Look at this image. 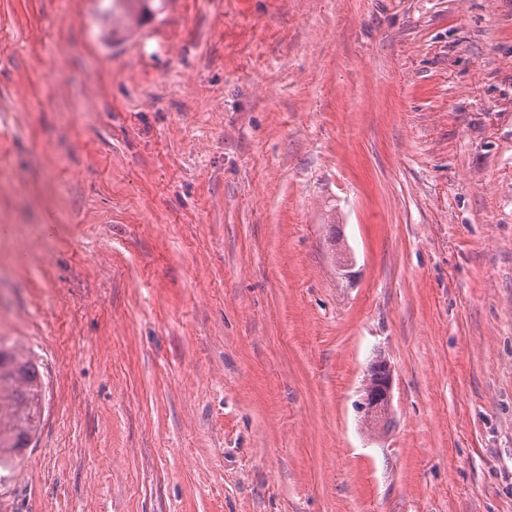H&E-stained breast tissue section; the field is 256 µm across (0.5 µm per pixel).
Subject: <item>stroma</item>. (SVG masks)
<instances>
[{
    "label": "stroma",
    "mask_w": 512,
    "mask_h": 512,
    "mask_svg": "<svg viewBox=\"0 0 512 512\" xmlns=\"http://www.w3.org/2000/svg\"><path fill=\"white\" fill-rule=\"evenodd\" d=\"M0 336V512H512V0H0ZM41 381L35 360L0 338V471L11 472L38 427ZM5 400L8 401L5 404ZM393 372L386 361L372 384L362 388L356 403L357 412L365 419L385 420L392 410Z\"/></svg>",
    "instance_id": "35a3bbf8"
}]
</instances>
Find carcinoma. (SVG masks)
Masks as SVG:
<instances>
[{
	"instance_id": "obj_1",
	"label": "carcinoma",
	"mask_w": 512,
	"mask_h": 512,
	"mask_svg": "<svg viewBox=\"0 0 512 512\" xmlns=\"http://www.w3.org/2000/svg\"><path fill=\"white\" fill-rule=\"evenodd\" d=\"M41 381L35 360L0 339V471H12L37 431Z\"/></svg>"
}]
</instances>
